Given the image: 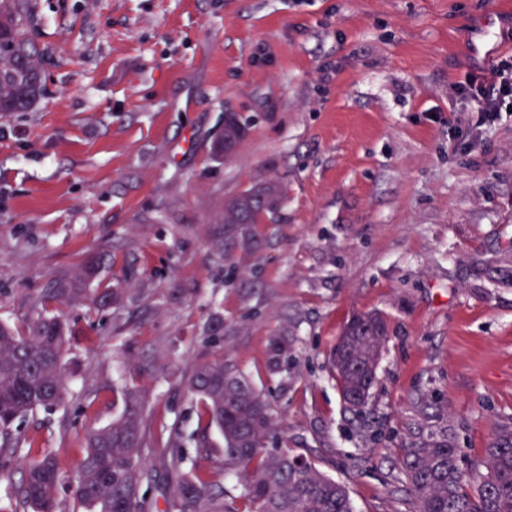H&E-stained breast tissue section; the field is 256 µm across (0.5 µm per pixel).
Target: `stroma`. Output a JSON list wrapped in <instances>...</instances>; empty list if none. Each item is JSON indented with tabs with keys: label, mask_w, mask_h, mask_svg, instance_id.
<instances>
[{
	"label": "stroma",
	"mask_w": 512,
	"mask_h": 512,
	"mask_svg": "<svg viewBox=\"0 0 512 512\" xmlns=\"http://www.w3.org/2000/svg\"><path fill=\"white\" fill-rule=\"evenodd\" d=\"M488 18L512 53V0H37L45 93L0 115V320L23 326L101 252L97 281L124 299L64 306L68 402L21 432L72 465L149 358L155 421L223 481L222 440L180 384L221 355L271 400L270 445L345 484L358 512H412L395 453L431 414L420 394L481 456L512 421V114L472 133L448 85L482 70ZM228 112L248 135L225 159ZM260 180L284 198L229 266L216 217ZM369 311L390 337L355 415L332 357ZM276 336L290 345L273 372Z\"/></svg>",
	"instance_id": "stroma-1"
}]
</instances>
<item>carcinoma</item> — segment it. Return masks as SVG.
I'll return each instance as SVG.
<instances>
[{
  "label": "carcinoma",
  "instance_id": "carcinoma-1",
  "mask_svg": "<svg viewBox=\"0 0 512 512\" xmlns=\"http://www.w3.org/2000/svg\"><path fill=\"white\" fill-rule=\"evenodd\" d=\"M34 0H0V113L23 112L43 94L40 58L43 51L30 36ZM246 127L231 114L224 138L232 147ZM282 192L273 182L255 185L224 201L218 233L231 232L242 249L251 246V225L276 214ZM89 300L101 307L120 301L110 288H76L63 278L38 300L23 329L0 323V469L20 462L25 475L15 486L17 505L25 512H63L59 486L71 482L83 512H153L143 492L150 482L148 459L156 458L173 478L166 512H355L346 488L314 463L286 448H267L272 406L235 364L224 355L192 366L181 384L197 397L224 440L222 469L236 477L229 491L192 464L166 426L147 412V392L134 380L155 369L137 365L122 387L123 410L112 423L92 429L83 454L66 468L50 448L34 449L17 431L40 409L65 403L62 372L67 345L66 323L55 306ZM390 333L376 312L361 313L344 327L332 360L345 408L365 412L376 371ZM405 488L414 512H512V427L500 425L483 454L467 466L448 426L417 424L397 449Z\"/></svg>",
  "mask_w": 512,
  "mask_h": 512
}]
</instances>
